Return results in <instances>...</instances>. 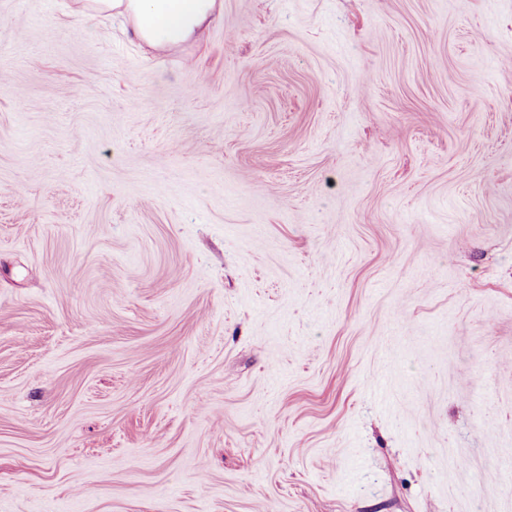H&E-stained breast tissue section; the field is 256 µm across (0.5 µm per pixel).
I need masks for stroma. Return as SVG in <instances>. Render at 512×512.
<instances>
[{
    "instance_id": "obj_1",
    "label": "stroma",
    "mask_w": 512,
    "mask_h": 512,
    "mask_svg": "<svg viewBox=\"0 0 512 512\" xmlns=\"http://www.w3.org/2000/svg\"><path fill=\"white\" fill-rule=\"evenodd\" d=\"M223 2L0 0V512H512V0ZM87 21L112 13L124 18L135 38L153 50H165L198 39L222 0H78Z\"/></svg>"
}]
</instances>
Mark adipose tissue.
Segmentation results:
<instances>
[{"instance_id":"obj_1","label":"adipose tissue","mask_w":512,"mask_h":512,"mask_svg":"<svg viewBox=\"0 0 512 512\" xmlns=\"http://www.w3.org/2000/svg\"><path fill=\"white\" fill-rule=\"evenodd\" d=\"M86 20L111 13L124 18L135 38L153 50H165L199 38L222 0H80Z\"/></svg>"}]
</instances>
